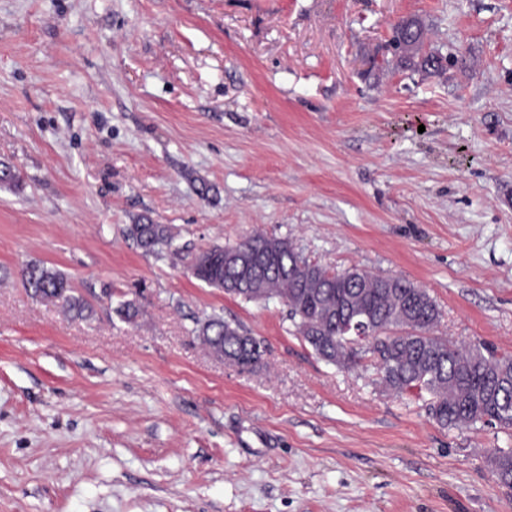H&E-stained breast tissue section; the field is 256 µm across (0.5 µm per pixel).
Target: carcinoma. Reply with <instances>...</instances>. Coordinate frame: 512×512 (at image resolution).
I'll return each mask as SVG.
<instances>
[{
    "instance_id": "carcinoma-1",
    "label": "carcinoma",
    "mask_w": 512,
    "mask_h": 512,
    "mask_svg": "<svg viewBox=\"0 0 512 512\" xmlns=\"http://www.w3.org/2000/svg\"><path fill=\"white\" fill-rule=\"evenodd\" d=\"M400 58L410 68H443L444 57L434 52L418 62L407 53ZM126 236L157 258L184 256L194 278L228 295L246 302L263 294L279 300L297 333L332 364L347 368L359 355H371L380 383L396 395L411 390L428 394L433 417L441 425L494 424L512 430V356H499L483 343L458 345L436 335L441 310L414 283L402 278L391 283L356 267L330 273L312 265L288 239L263 234L196 253L175 244L169 226L148 219L128 225ZM270 242L280 244L282 250L265 257L263 247ZM233 251L254 256L247 272L226 263V255ZM21 275L34 297L80 317L91 313L87 301L61 271L28 263ZM195 335L248 370L260 362V341L219 315L197 321ZM488 463L496 481L512 489V449H496Z\"/></svg>"
}]
</instances>
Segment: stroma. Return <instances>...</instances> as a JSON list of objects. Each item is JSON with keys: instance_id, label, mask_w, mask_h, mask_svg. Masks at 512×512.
<instances>
[{"instance_id": "obj_1", "label": "stroma", "mask_w": 512, "mask_h": 512, "mask_svg": "<svg viewBox=\"0 0 512 512\" xmlns=\"http://www.w3.org/2000/svg\"><path fill=\"white\" fill-rule=\"evenodd\" d=\"M407 18L462 63L387 61ZM0 162V512H512L488 464L512 430L442 427L124 233L285 237L512 354V0H0ZM31 262L92 317L34 298ZM211 315L257 368L195 336ZM194 332L209 348L222 350L224 355L233 357L241 363L244 369H253L260 362V341L237 323L233 324L219 315H212L197 321ZM211 353L224 360L225 364L240 369L236 360L213 351Z\"/></svg>"}]
</instances>
